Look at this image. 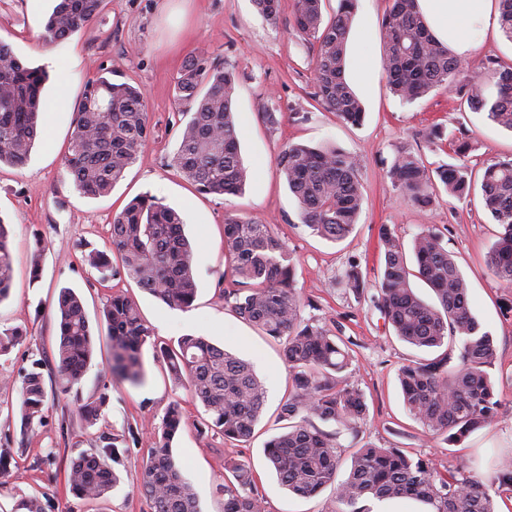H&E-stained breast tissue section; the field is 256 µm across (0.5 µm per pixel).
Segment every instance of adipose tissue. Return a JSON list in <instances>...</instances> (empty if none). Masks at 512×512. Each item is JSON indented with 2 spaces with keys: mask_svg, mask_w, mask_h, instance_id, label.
I'll return each instance as SVG.
<instances>
[{
  "mask_svg": "<svg viewBox=\"0 0 512 512\" xmlns=\"http://www.w3.org/2000/svg\"><path fill=\"white\" fill-rule=\"evenodd\" d=\"M437 38L461 59H469L474 35L499 27L492 0H421Z\"/></svg>",
  "mask_w": 512,
  "mask_h": 512,
  "instance_id": "adipose-tissue-1",
  "label": "adipose tissue"
}]
</instances>
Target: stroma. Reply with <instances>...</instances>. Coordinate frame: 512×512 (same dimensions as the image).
Returning <instances> with one entry per match:
<instances>
[{
  "label": "stroma",
  "mask_w": 512,
  "mask_h": 512,
  "mask_svg": "<svg viewBox=\"0 0 512 512\" xmlns=\"http://www.w3.org/2000/svg\"><path fill=\"white\" fill-rule=\"evenodd\" d=\"M54 0H0V40L33 66L50 75L46 110L53 124L44 129L30 159L21 167L0 163V219L10 231L13 285L0 303V329L21 327L22 342L0 355V451L13 460L0 485V512L15 501L38 495L45 512H149L136 487L146 459L148 432L160 425L169 403L182 398L186 423L172 453L198 494L202 512H224L218 486L224 481L225 455L241 454L254 470L265 499V512H334L333 488L303 498L283 488L269 466L263 446L279 432V407L290 390L279 341L246 322L220 298L218 289L231 273L232 255L224 241V219L236 214L269 224L296 264L304 318L330 329L351 345L354 359L346 370L365 395L368 413L356 429L322 423L334 434L343 457L366 444L399 448L430 459L447 470L466 457L482 479H490L496 458L512 453V285L490 270L488 253L501 227L486 209L481 193L465 199L437 188L429 208L421 209L386 176L398 148L420 154L428 166L455 162L447 142L428 138L437 124L463 128L472 149L465 162L474 181L487 164L512 158V132L485 114L461 111L459 99L438 88L426 97L402 102L382 70V20L390 0H357L347 34L349 51L363 54L369 70L356 77L347 66L350 87L362 101L365 117L353 126L342 122L315 97L313 46L293 26V0H281L276 20H267L253 0H109L96 22L53 45L40 38ZM208 49L215 62L234 66L238 86L234 102L240 153L250 180L238 195H203L172 167L182 123L175 78L197 49ZM67 72L66 108H58L59 70ZM141 87L153 137L109 195L91 198L74 187L64 167L73 131L74 110L85 84L102 70ZM335 147L358 161L364 201L353 232L331 242L313 235L301 220L276 158L288 143ZM151 194L180 212L184 233L194 249L197 296L190 308L173 309L128 279L101 281L84 260L90 250L110 247L112 217L135 196ZM394 227L404 244L433 225L453 254L469 285L471 309L497 348L491 371L499 416L461 444L448 445L429 435L407 412L398 380L404 364L426 358L425 350L401 341L376 304L380 268L378 232ZM42 245V271L31 279L29 259ZM358 267L365 280L355 293L346 272ZM81 298L90 322H98L113 291L138 305L144 320L162 339L185 335L205 338L250 362L267 389L266 403L253 438L236 448L222 436L199 435L204 409L178 388L167 366L144 347L145 381L133 386L113 379L107 338L96 344L95 358L79 385L83 399L105 397L98 420L86 425L72 410L71 395L55 383L56 307L61 288ZM40 368L47 391L43 419L21 426L24 375ZM130 441L128 454L113 462L119 484L105 499L75 497L65 481V467L79 452L99 446L101 437Z\"/></svg>",
  "instance_id": "35a3bbf8"
}]
</instances>
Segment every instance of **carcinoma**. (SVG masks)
I'll return each mask as SVG.
<instances>
[{"instance_id": "carcinoma-1", "label": "carcinoma", "mask_w": 512, "mask_h": 512, "mask_svg": "<svg viewBox=\"0 0 512 512\" xmlns=\"http://www.w3.org/2000/svg\"><path fill=\"white\" fill-rule=\"evenodd\" d=\"M105 0H57L43 25L41 39L54 44L93 23ZM322 0H294L296 32L316 46V97L342 121L358 125L364 107L344 77L347 33L355 0H340L336 17L324 22ZM382 21L385 43L383 70L392 92L406 102L444 87L468 108L512 131V66L485 57L479 71L467 79L459 60L429 29L418 0H391ZM501 25L512 40V0H498ZM46 72L25 65L10 45L0 41V163L23 166L38 136L42 89ZM177 99L188 117L172 166L205 194L234 195L249 178L235 133L233 101L237 77L201 50L185 62L175 80ZM151 137L143 89L101 76L87 84L77 107L66 168L84 196L101 197L124 176ZM434 140L448 139L457 156L472 145L462 129L445 131L435 125ZM278 165L297 198L303 223L312 233L338 240L349 235L359 216L363 193L354 158L329 148L288 144ZM393 187L416 206L434 201L436 183L448 194L463 198L472 190L463 164L440 163L431 168L422 157L402 147L386 171ZM485 205L504 232L490 251V266L512 284V159L488 165L481 183ZM183 219L151 195H142L113 216L112 247L121 265L98 250L86 255L104 280L127 278L170 308L191 307L197 294L193 251L182 233ZM224 240L234 265L221 290L224 303L266 335L282 342L291 392L280 406L283 431L264 446V454L281 485L312 497L329 485L336 489V512H371L366 500L410 499L430 506L428 512H497L495 495L512 491V460L495 465L485 482L459 463L440 472L432 462L408 456L400 448L363 446L357 449L346 477L337 480L342 464L336 436L319 429L313 419L334 421L348 430L364 420L363 392L342 375L352 360L349 348L331 330L302 317L303 303L295 281V262L270 225L229 215ZM383 265L378 275L377 303L396 336L421 349L441 348L434 358L399 369L404 404L433 437L458 445L470 434L490 426L498 415L490 369L495 365L492 336L473 315L469 286L440 231L428 227L406 250L397 231L379 228ZM417 268L434 292L436 303L417 296L410 282ZM13 281L9 230L0 219V302ZM59 342L56 376L66 391L80 384L93 361L92 329L80 298L69 288L58 299ZM103 319L111 347L109 371L133 386L145 377L141 353L149 344L167 364L173 380L185 387L204 408L201 432H214L232 443L253 436L265 402V391L250 365L204 339L186 335L174 346L155 335L137 305L116 291L107 299ZM47 393L41 373L24 380L20 418L28 428L43 417ZM73 411L91 424L100 414L94 401L73 399ZM184 412L180 400L168 407L160 426L150 435L148 456L137 491L150 512H201L192 485L172 456L171 444L180 431ZM114 438L102 449L83 451L67 468L74 494L89 501L103 499L119 483L111 463L128 448ZM232 479L219 485L224 512H265L250 466L234 456L224 457Z\"/></svg>"}]
</instances>
